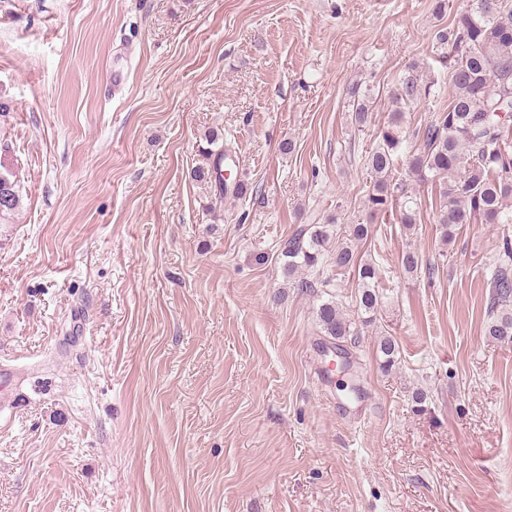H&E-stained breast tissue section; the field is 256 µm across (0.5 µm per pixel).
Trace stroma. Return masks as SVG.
Returning a JSON list of instances; mask_svg holds the SVG:
<instances>
[{
	"mask_svg": "<svg viewBox=\"0 0 512 512\" xmlns=\"http://www.w3.org/2000/svg\"><path fill=\"white\" fill-rule=\"evenodd\" d=\"M461 5L0 0V164L23 193L0 228V512H512V343L483 331L512 224L443 243L425 186L413 228L363 207L399 76L434 85L403 135L448 106L434 32ZM212 127L258 193L220 221L188 178ZM331 215L371 224L387 299L355 326L357 396L277 257ZM361 86L362 84L356 83L349 88L351 119L358 127H364L370 121V114L373 112L374 104L370 89L362 90Z\"/></svg>",
	"mask_w": 512,
	"mask_h": 512,
	"instance_id": "stroma-1",
	"label": "stroma"
}]
</instances>
